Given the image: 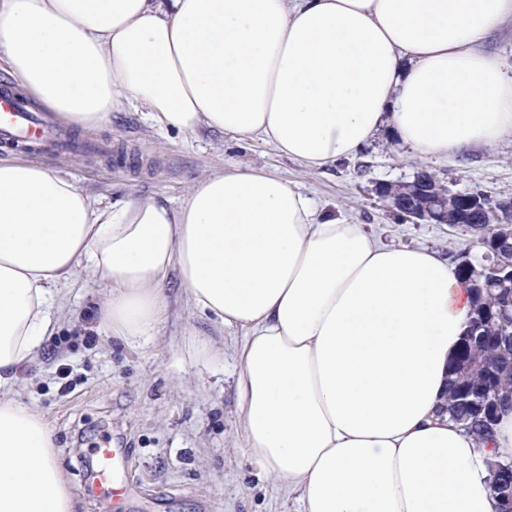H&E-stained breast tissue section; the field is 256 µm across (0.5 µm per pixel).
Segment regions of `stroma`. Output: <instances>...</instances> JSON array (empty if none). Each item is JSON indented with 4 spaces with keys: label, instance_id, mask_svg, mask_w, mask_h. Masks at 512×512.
Segmentation results:
<instances>
[{
    "label": "stroma",
    "instance_id": "obj_1",
    "mask_svg": "<svg viewBox=\"0 0 512 512\" xmlns=\"http://www.w3.org/2000/svg\"><path fill=\"white\" fill-rule=\"evenodd\" d=\"M71 134L90 151L0 149V159L40 162L109 201L153 194L176 205L200 176L264 170L296 185L320 213L364 225L389 245L436 250L451 263L471 247L472 235L398 218L376 186L410 181L425 170L453 192L512 198L508 140L426 163L381 133L352 159L313 170L261 140L161 130L132 109L114 113L109 125ZM107 294L100 278L83 272L71 278L53 336L17 372L19 399L53 430L78 512H110L88 491L96 468L92 450L108 437L130 451L123 477L135 490V512H297L294 498L262 474L244 447L235 378L245 329L222 327L200 314L173 281L165 322L131 348L104 332L99 306Z\"/></svg>",
    "mask_w": 512,
    "mask_h": 512
}]
</instances>
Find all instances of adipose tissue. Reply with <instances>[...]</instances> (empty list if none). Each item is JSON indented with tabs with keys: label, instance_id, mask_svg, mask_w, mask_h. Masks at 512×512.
I'll list each match as a JSON object with an SVG mask.
<instances>
[{
	"label": "adipose tissue",
	"instance_id": "adipose-tissue-1",
	"mask_svg": "<svg viewBox=\"0 0 512 512\" xmlns=\"http://www.w3.org/2000/svg\"><path fill=\"white\" fill-rule=\"evenodd\" d=\"M512 0H0V62L80 129L144 110L162 130L260 137L321 169L379 132L424 160L512 138V65L487 48ZM102 279L106 333L156 334L177 271L195 308L251 328L237 354L249 456L299 512H498L478 443L440 410L472 292L437 251L381 243L254 169L180 205L106 203L0 160V512H76L53 433L13 396L55 294Z\"/></svg>",
	"mask_w": 512,
	"mask_h": 512
}]
</instances>
